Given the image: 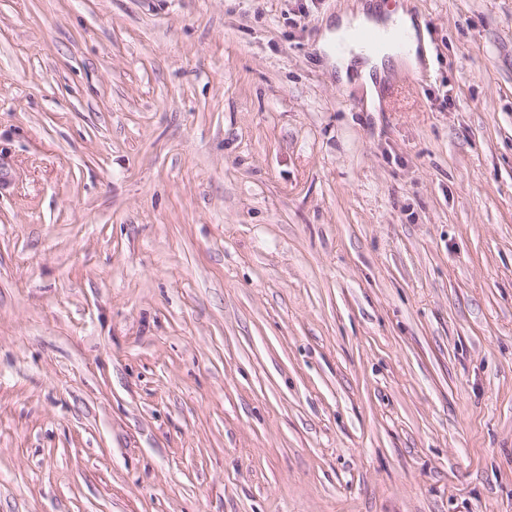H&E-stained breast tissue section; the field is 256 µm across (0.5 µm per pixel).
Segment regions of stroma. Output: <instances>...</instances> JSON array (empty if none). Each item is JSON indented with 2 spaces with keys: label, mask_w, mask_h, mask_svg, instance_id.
Here are the masks:
<instances>
[{
  "label": "stroma",
  "mask_w": 512,
  "mask_h": 512,
  "mask_svg": "<svg viewBox=\"0 0 512 512\" xmlns=\"http://www.w3.org/2000/svg\"><path fill=\"white\" fill-rule=\"evenodd\" d=\"M357 2L0 0V512H512V0ZM395 25L403 26L410 34V49L406 54L399 55L388 50L386 39L404 51L407 47L408 35L403 27H397L390 30L387 35L377 29H389ZM363 27H374L364 28ZM358 30V31H356ZM356 31V32H354ZM354 32V33H353ZM352 36L346 37L350 35ZM342 37H346L335 45L334 50L344 51L348 48L352 41L362 44L366 49L356 44L343 52L334 54L331 52V45L339 41ZM386 46V48H385ZM385 48V50H384ZM417 48L418 39L416 30L412 24L410 15L400 9L396 13L389 16H375L367 11L364 5H358L354 10H348L342 13L336 22L332 25H325L318 40V51L326 64L332 69L335 67L336 75L341 79L343 84H349V74L356 62L355 68L358 69L359 78L355 79L356 83L364 86L366 98L368 101L375 96V83L372 74L377 73L379 78L386 74L389 65H407L411 68H417ZM384 50V51H383ZM381 53L375 55L373 53ZM355 80L353 82H355Z\"/></svg>",
  "instance_id": "1"
}]
</instances>
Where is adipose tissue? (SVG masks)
I'll use <instances>...</instances> for the list:
<instances>
[{
  "instance_id": "ef3b65f1",
  "label": "adipose tissue",
  "mask_w": 512,
  "mask_h": 512,
  "mask_svg": "<svg viewBox=\"0 0 512 512\" xmlns=\"http://www.w3.org/2000/svg\"><path fill=\"white\" fill-rule=\"evenodd\" d=\"M400 25L405 29H412V20L408 13L399 11L387 16H375L369 14L366 6L359 5L355 9L342 13L336 22L325 26L318 40V51L329 67L335 68L340 79H347L351 71H358V82L363 85L367 97H374V75H385L389 66L407 65L416 67L417 51L409 49L406 54L399 55L386 50L376 55L361 48L358 45L351 47L342 53H332L330 50L334 42L348 36L363 27L388 29Z\"/></svg>"
}]
</instances>
